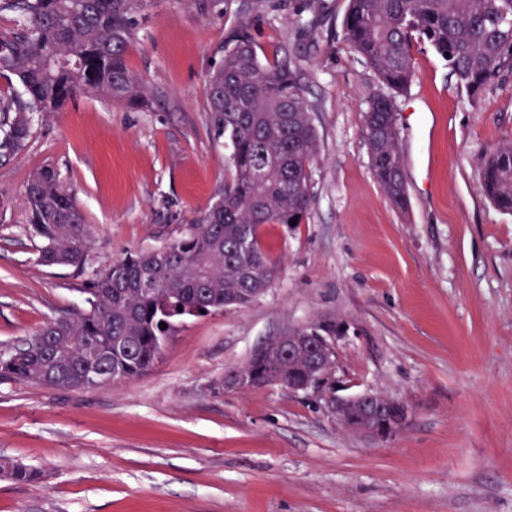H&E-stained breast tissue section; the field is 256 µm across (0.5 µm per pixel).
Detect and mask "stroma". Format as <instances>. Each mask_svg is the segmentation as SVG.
Here are the masks:
<instances>
[{
    "mask_svg": "<svg viewBox=\"0 0 512 512\" xmlns=\"http://www.w3.org/2000/svg\"><path fill=\"white\" fill-rule=\"evenodd\" d=\"M348 0H146L127 65L139 110L81 94L33 118L0 166V349L85 310L95 273L181 238L224 191L230 149L208 125L205 82L234 32L262 61L289 58L318 133L305 223L265 224L281 266L246 307L186 319L145 375L86 391L0 378V512H512V214L480 187L512 140V71L471 102L428 45L395 101L408 213L374 180L363 114L382 93L344 38ZM55 166L93 246L83 270L38 264L22 224L29 174ZM326 318L343 395L403 402L387 436L352 431L313 397L231 390L225 373Z\"/></svg>",
    "mask_w": 512,
    "mask_h": 512,
    "instance_id": "obj_1",
    "label": "stroma"
}]
</instances>
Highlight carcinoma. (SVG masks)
Listing matches in <instances>:
<instances>
[{"label":"carcinoma","mask_w":512,"mask_h":512,"mask_svg":"<svg viewBox=\"0 0 512 512\" xmlns=\"http://www.w3.org/2000/svg\"><path fill=\"white\" fill-rule=\"evenodd\" d=\"M145 0H0V13L18 27L0 31V76L19 79L23 94L0 96V165L28 146L32 116L55 112L80 93L144 106L141 86L125 56ZM512 0H349L345 39L374 70L387 92L364 113L372 175L400 211L408 190L397 149L395 98L414 77L413 42L428 44L448 64L471 101L504 69L512 70ZM209 125L231 148V176L219 197L183 237L115 261L81 293L88 310L50 321L41 333L48 348L17 346L0 352V377L54 389L99 387L88 369L87 346L102 352L100 366L130 380L159 358L176 323L226 306L246 307L266 293L279 267L259 240L264 224L305 222L311 203V166L318 138L303 89L288 58L262 62L248 30L222 48L206 89ZM483 194L512 213V142L481 162ZM24 219L43 246L46 267H85L91 236L60 173L35 171L25 186ZM165 323L166 328L159 327ZM312 336H342L345 325L327 318L306 326ZM311 364L283 356L273 366L255 354L243 367L247 387L269 375L300 386ZM0 474L29 483L38 473L15 462Z\"/></svg>","instance_id":"1"}]
</instances>
